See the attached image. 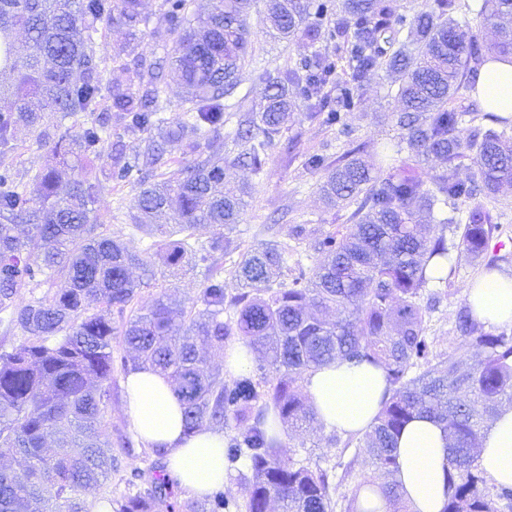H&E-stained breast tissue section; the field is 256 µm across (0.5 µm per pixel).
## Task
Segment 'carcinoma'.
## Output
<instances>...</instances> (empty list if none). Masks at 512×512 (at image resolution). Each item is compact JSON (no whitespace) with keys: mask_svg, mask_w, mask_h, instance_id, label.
Returning <instances> with one entry per match:
<instances>
[{"mask_svg":"<svg viewBox=\"0 0 512 512\" xmlns=\"http://www.w3.org/2000/svg\"><path fill=\"white\" fill-rule=\"evenodd\" d=\"M190 2L163 0L153 19L142 13L140 0H0L4 69L16 75L11 106L0 111V156L13 149L21 127L50 152V162L25 188L12 165L0 163V313L11 310L10 322L23 333L0 352V512H90L88 495L119 468L121 450L102 438L118 336L130 353L121 357L122 368L147 365L171 381L186 433L230 421L241 430L226 456L248 462L247 512H271L274 505L281 512H329L327 472L296 463L289 440L317 422L302 390L305 375L337 358L380 365L390 384L374 425L357 443L356 455L371 461L362 485L381 481L393 512H408L389 477L398 469L400 432L411 420L428 418L447 441L442 512H497L496 501L512 502V487H484L477 448L502 408L512 405V333L486 330L466 303L454 324L470 363L463 365L455 351L437 357L420 299L429 284L443 281L454 253L490 270L508 261L489 251L496 226L477 198L512 188V135L506 132L512 119L492 114L488 119L503 130L472 132L471 111L453 102L460 89L476 90L482 64L512 55V28L500 24L512 18V0H482L479 13L497 23V37L487 45L458 24L456 15L470 8L461 0H435V8L410 17L400 0H264L272 39L335 40L350 80L333 101L331 59L315 56L298 69L262 74L270 93L250 110L247 128L234 133V140L249 143L243 156L253 170L263 171L266 151L295 119V98L326 124H340L366 77L379 70L397 83L399 165L374 167L357 150L334 166L310 157L326 204L355 206L346 233L319 241L316 265L280 283L288 251L262 243L238 263L241 292L230 301L224 281L210 276L186 301L161 290L119 329L112 309L138 295L130 268L149 261L98 231L93 204L102 183L94 161L108 152L107 177L114 181L129 180L138 168L124 142L111 140L109 113H118L125 135L144 138L158 157L169 148L194 155L166 179L142 171L136 178L133 229L159 238L162 277L187 271L201 250L237 249L226 232L240 223L248 192L224 193L234 162L224 161L219 141L201 151L187 134L224 127V98L238 88L251 52L249 17L257 0H214L197 28L187 18ZM116 19L129 40L109 66L97 56L96 35ZM152 23L165 29L170 44L164 57L148 63L136 56L135 43ZM170 79L193 107L168 122L162 112ZM105 100V113L74 135L52 132L43 121L46 112L92 115ZM468 153L477 170L461 180L452 170ZM432 158L444 169L428 179L424 169ZM61 167L72 171L65 182ZM456 201L471 203L465 217L433 224L435 206ZM171 206L175 223L150 222ZM450 224L463 226L459 239L447 237ZM207 227L208 244L198 248L192 239ZM33 250L40 252L35 265L27 257ZM41 285L48 286L42 296L17 302L22 289ZM232 337L260 354L259 379L226 380L200 350L207 345L222 353ZM273 422L283 436L271 429ZM151 470L147 487L135 483L143 477L136 471L125 493L107 498L111 512L238 507L222 490L203 502L182 501L165 465L156 462Z\"/></svg>","mask_w":512,"mask_h":512,"instance_id":"obj_1","label":"carcinoma"}]
</instances>
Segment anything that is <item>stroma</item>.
<instances>
[{"mask_svg": "<svg viewBox=\"0 0 512 512\" xmlns=\"http://www.w3.org/2000/svg\"><path fill=\"white\" fill-rule=\"evenodd\" d=\"M253 32V53L246 61L241 82L235 96L224 101L226 113H235L238 98H247L250 105H258L266 94V86L259 82L262 70L276 71L299 65L301 59L320 52L335 58L336 46L323 43L311 47L307 42H277L266 34L263 6H256L249 19ZM396 89L385 72L370 75L363 83L355 109L345 117L344 124L329 125L321 116L298 117L281 133L280 141L269 152L266 173L256 177L250 169H230L225 190L237 192L242 184H249L251 194L248 205L236 225L232 236L238 244L237 252L225 255L218 261L197 260L193 270L178 278L165 279L137 268L133 276L140 283L139 302H148L160 289H169L180 299L194 296L205 277L212 272L224 280L226 296H234L239 287L234 270L240 255L274 240L300 253L305 267H312L320 254L314 248L316 240L328 235H341L350 223V209L326 205L317 191L319 175L306 166L308 157L318 155L325 163L341 159L351 149L363 145L368 152H376L390 141L397 139L400 131L392 114L397 110ZM49 150L37 143L27 131H20L10 160L21 182L45 166ZM136 194L133 181H103L94 205L103 231L123 238L127 247L136 253H145L150 241L129 235L127 224ZM453 274L447 285L439 288V301L427 321V334L435 354L453 351L459 340L453 332V319L458 307L465 302L464 288L483 270L482 265L466 258L453 259ZM329 429L313 424L310 429L294 436L293 458L309 467H334L332 479L336 491L332 495V512H347V503L357 489V484L369 465L365 458H354L352 450L331 447ZM351 463V473H344L343 463Z\"/></svg>", "mask_w": 512, "mask_h": 512, "instance_id": "1", "label": "stroma"}]
</instances>
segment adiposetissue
<instances>
[{
    "label": "adipose tissue",
    "mask_w": 512,
    "mask_h": 512,
    "mask_svg": "<svg viewBox=\"0 0 512 512\" xmlns=\"http://www.w3.org/2000/svg\"><path fill=\"white\" fill-rule=\"evenodd\" d=\"M477 96L489 112L512 115V58L486 63ZM465 295L474 315L488 327L512 325V270L482 272ZM306 391L319 421L329 429L362 434L374 423L389 394L382 367L337 359L306 376ZM128 407L139 439L160 449L181 487L201 498L226 479L224 434L201 427L185 434L182 411L169 380L150 367L132 369L126 379ZM446 442L427 419L409 422L397 443L396 479L408 512H442L448 499ZM481 469L496 484L512 486V407L502 408L479 441Z\"/></svg>",
    "instance_id": "ef3b65f1"
}]
</instances>
